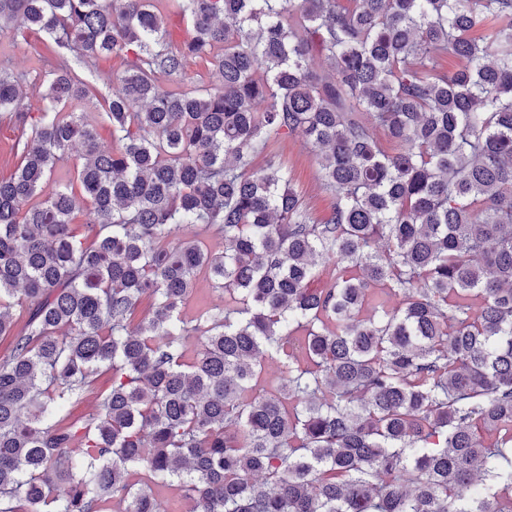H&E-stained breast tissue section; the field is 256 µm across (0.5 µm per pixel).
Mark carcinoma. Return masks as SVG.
I'll use <instances>...</instances> for the list:
<instances>
[{
    "instance_id": "obj_1",
    "label": "carcinoma",
    "mask_w": 512,
    "mask_h": 512,
    "mask_svg": "<svg viewBox=\"0 0 512 512\" xmlns=\"http://www.w3.org/2000/svg\"><path fill=\"white\" fill-rule=\"evenodd\" d=\"M174 2L180 41L156 0H0L51 39L32 93L0 69V512H512V0ZM112 54L104 150L75 66ZM297 133L320 222L255 165ZM200 272L224 307L187 317ZM185 72L186 78H191L199 86L207 88L219 83L214 67L204 59H189ZM25 135L5 117H0V178L9 177L21 162V146ZM110 375L102 374L96 378L93 393L87 394L80 401L72 404L68 411L69 420L81 421L88 414L91 406L95 403L98 393H102L110 386Z\"/></svg>"
}]
</instances>
